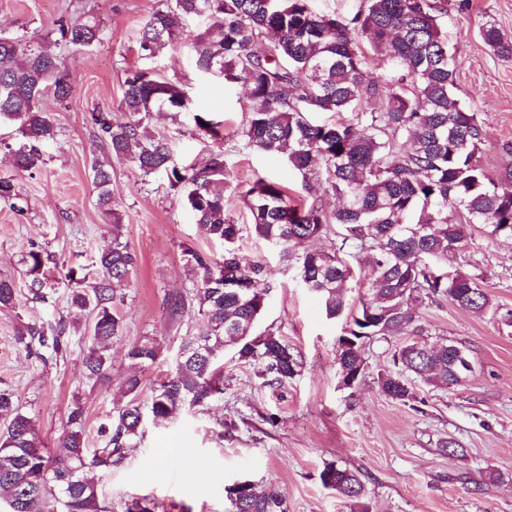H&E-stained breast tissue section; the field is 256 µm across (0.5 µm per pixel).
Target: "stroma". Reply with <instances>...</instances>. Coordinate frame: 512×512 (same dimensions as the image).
Segmentation results:
<instances>
[{"mask_svg":"<svg viewBox=\"0 0 512 512\" xmlns=\"http://www.w3.org/2000/svg\"><path fill=\"white\" fill-rule=\"evenodd\" d=\"M158 3L0 0V33L31 43L55 39V22L63 15L86 12L102 21L99 41L79 50L61 49L75 100L68 107L43 100L53 113L56 136L43 146L44 162L37 171H14L7 148L18 145L21 136L16 126L0 125V176L14 177L29 202L28 211L19 215L0 201V278L13 280L19 294L18 306L0 308V390L13 393L51 450L76 403L85 411L89 445L97 447L99 423L125 400L123 382L131 367L124 353L132 342L153 336L164 344L162 357L144 371L143 386L149 390L164 379L186 328L201 322L197 315L173 319L167 308L172 295L188 296L194 288L182 252L187 247L214 256L224 251L196 224L164 176L146 179L132 162H113L112 197L121 214L122 238L137 265L120 306L125 332L112 346L110 384L83 376L92 314H84L80 325H67L62 355L18 344L20 328L49 327L68 317V268L90 264L95 251L112 240L111 226L96 205L91 164L98 149L86 114L107 108L114 121H126L119 102L127 68L143 66L176 82L196 107L226 121L221 147L230 208L239 223L249 218L238 197L258 177L279 180L298 198L306 196L298 171L277 155L245 147L237 135L246 119L242 89L191 68V45L196 35L212 30L211 21L189 19L181 43L152 60L141 59L138 38ZM438 23L460 62L455 94L486 132L481 163L498 173L507 160L506 147L512 146V58L495 55L480 31L490 23L512 37V0H448ZM150 129L170 143L180 162L203 163L208 146L193 135L189 114L156 115ZM33 245L49 256L43 301L32 300L22 261ZM239 245L243 255L264 264L272 285L255 331L271 330L288 342L301 362L298 373L285 385H270L258 367L238 363L232 350H225L220 400L171 421L147 424L121 468L93 472L112 512H125L141 497L154 502V512H232L225 489L242 480L283 492L287 512H353L350 501L320 481L321 470L331 462L359 471L369 512H512V328L498 314L473 313L446 300L419 306L415 340L458 342L475 370L452 390L415 382L417 400L405 404L381 392L378 375L391 370V356L406 334L368 341L363 376L345 387L337 361L342 322L325 318L279 248L249 235ZM448 263L482 275L494 307L512 309V240L474 230ZM448 439L464 448V456L441 454L439 445ZM492 472L502 473V480L489 482Z\"/></svg>","mask_w":512,"mask_h":512,"instance_id":"obj_1","label":"stroma"}]
</instances>
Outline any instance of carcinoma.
<instances>
[{
    "label": "carcinoma",
    "mask_w": 512,
    "mask_h": 512,
    "mask_svg": "<svg viewBox=\"0 0 512 512\" xmlns=\"http://www.w3.org/2000/svg\"><path fill=\"white\" fill-rule=\"evenodd\" d=\"M445 5L435 0H354L345 14L316 8L315 0H162L139 37L143 59L174 46L192 17L206 16L218 37L201 36L191 49V65L202 75L240 84L247 93V119L239 136L249 147L279 154L303 178L339 197L328 212L317 201L299 202L282 184L256 179L241 195L256 239L280 248L294 263L303 287L315 294L326 319L348 307L349 282L364 285L359 308L343 328L337 361L348 374H362V347L376 336L415 329L417 308L425 300L446 298L471 312L491 307L482 278L448 267V254L465 246L473 228L512 239V165L492 177L479 160L485 133L476 113L454 93L458 60L437 24ZM57 38L27 45L0 36V123L18 125L25 142L11 151L13 167L30 171L41 161V147L55 138L56 125L42 109L51 95L71 104L73 86L55 46L84 48L98 41L102 24L94 16L62 17ZM486 45L512 57V39L493 24L482 28ZM381 53L391 75L379 84L370 77L369 58ZM121 109L124 123L95 109L88 122L102 148L116 160L133 162L146 177L161 173L180 192L196 223L224 244L216 259L192 247L183 249L186 270L196 281L194 301L202 328L180 337L170 372L142 396L136 373L124 381L128 401L113 409L98 428L101 446L90 448L84 434V409L76 402L67 416L68 431L56 453L39 446L36 425L0 390V503L8 512H45L48 500L61 512H112L96 483L95 470L111 471L143 437L145 424L169 421L187 408H205L224 395V346L236 345L238 361L259 366L261 375L283 385L298 373V355L281 337L254 328L271 292L265 267L248 260L236 242L243 225L230 212L224 150L209 152L200 168L178 164L169 145L149 130L155 114L189 112L193 131L213 141L224 139V122L191 108L184 89L144 68L125 73ZM314 112L333 116L317 123ZM97 205L112 216V243L98 251L93 281L72 291L71 313L95 312L91 346L83 359L85 378L109 380L110 348L124 335L117 304L124 299L137 257L121 241L119 214L112 198V164L92 166ZM0 200L21 214L26 199L11 177H0ZM459 216L448 222V212ZM330 239L325 250L310 249L314 238ZM32 276L30 290L44 298L39 272L42 252L23 257ZM18 305L15 285L0 279V308ZM64 325L48 336L26 326L18 342L33 341L53 353L62 350ZM454 342H410L393 355L394 374L379 376L382 393L403 403L417 399L406 376L459 386L451 372ZM162 343L145 337L126 352L129 365L156 363ZM324 487L359 505L364 487L359 475L334 463L320 473ZM234 512H286L285 496L244 480L226 489Z\"/></svg>",
    "instance_id": "1"
}]
</instances>
